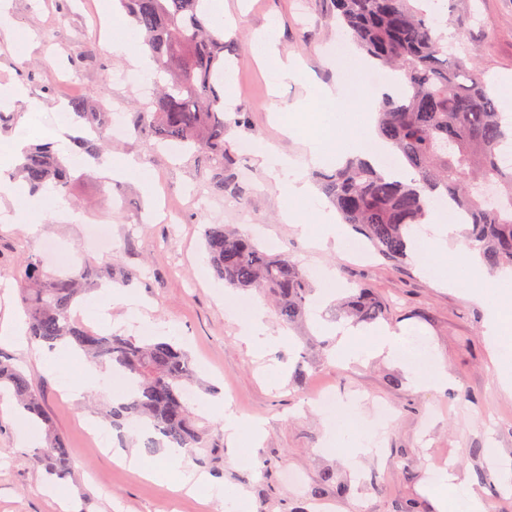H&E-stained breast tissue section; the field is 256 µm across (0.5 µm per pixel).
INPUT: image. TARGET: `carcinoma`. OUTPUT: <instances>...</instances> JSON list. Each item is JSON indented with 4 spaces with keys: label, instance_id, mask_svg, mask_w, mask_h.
Here are the masks:
<instances>
[{
    "label": "carcinoma",
    "instance_id": "1",
    "mask_svg": "<svg viewBox=\"0 0 512 512\" xmlns=\"http://www.w3.org/2000/svg\"><path fill=\"white\" fill-rule=\"evenodd\" d=\"M118 2L143 36L141 49L157 71L168 76L151 98L149 110L140 113L138 132L200 158V174L213 191L241 194L224 137V112L216 110L222 105L217 85L224 72V41L208 29L215 20L206 0ZM332 9L367 57L401 73L398 97L383 99L377 109V130L391 143L397 159L416 173L409 184L390 181L361 158L317 173L320 189L342 223L354 227L383 257L402 260L413 226L423 221L428 206L446 199L454 214L466 216L467 247L477 250L492 272L512 268V168L500 163L502 147L512 144V124L503 123L499 99L478 72V59L442 44L415 0H332ZM69 107L72 117L97 130V137L77 141L83 152L96 153L107 141L112 113L80 97L70 99ZM16 177L32 195L51 183L59 197H69L68 168L47 143L24 151ZM204 237L216 278L240 290L265 292L284 323L305 316L314 288L297 262L269 253L250 235L222 224L206 227ZM135 276L113 262L88 263L72 275L50 277L40 258L29 255L20 282L31 341L51 348L70 345L125 377L127 391L105 411L113 429L148 426L157 434L155 444L197 449V461L215 468L222 445L190 411L186 384L195 372L187 352L163 338L102 334L75 315L78 300L100 280L127 285ZM340 311L358 322H374L388 314L367 287L343 298ZM2 387L43 424V444L30 462L49 477L70 476L69 449L56 433L35 381L0 359Z\"/></svg>",
    "mask_w": 512,
    "mask_h": 512
}]
</instances>
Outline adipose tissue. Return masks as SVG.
Returning <instances> with one entry per match:
<instances>
[{
	"instance_id": "adipose-tissue-1",
	"label": "adipose tissue",
	"mask_w": 512,
	"mask_h": 512,
	"mask_svg": "<svg viewBox=\"0 0 512 512\" xmlns=\"http://www.w3.org/2000/svg\"><path fill=\"white\" fill-rule=\"evenodd\" d=\"M337 71L351 70L350 80H337L335 85L322 86L319 99L326 104H345L348 116L336 137L324 140H306V158L299 161L288 155L269 150L263 153V165L281 190L280 213L289 224L314 221L320 224L324 237L341 238L342 228L333 213L319 208L313 188L306 177V169L329 160L342 161L353 156L378 163L382 154L390 152V144L379 139L375 130V107L384 93L396 92L401 84L398 73H390L386 87L369 84L362 64L351 65L347 60L336 62ZM403 338L388 329L346 327L336 346L337 355L345 360L365 361L376 355L394 357ZM441 486L451 490V497H438L439 512H485L480 497L471 484L459 480L457 475L442 472Z\"/></svg>"
}]
</instances>
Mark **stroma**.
I'll use <instances>...</instances> for the list:
<instances>
[{"label":"stroma","mask_w":512,"mask_h":512,"mask_svg":"<svg viewBox=\"0 0 512 512\" xmlns=\"http://www.w3.org/2000/svg\"><path fill=\"white\" fill-rule=\"evenodd\" d=\"M216 17L231 16L225 27L226 114L245 113L244 125H228L232 163L242 176L243 192L231 199L212 192L199 176L196 158L157 149L153 140L134 131L135 108L147 101L140 85L149 74L127 55L96 40L94 14L113 17L115 29L131 27L115 0H70L60 13L57 0H7L8 27L0 29V88L21 87L41 107L30 121L27 106L10 104L17 119L0 132V155L17 139L26 143L54 142L71 168L69 209L78 221L42 211L36 217L37 237L14 223L0 220V322L22 315L16 274L41 240H55L72 262L97 264L112 257L138 272L125 294L139 300L137 312L113 309L121 321L117 331L141 338L172 335L192 358L198 374L193 385V411L210 426L224 447L223 478L216 484L234 498L241 512H437L434 479L439 469H452L481 493L486 512H512V393L504 392L484 335L487 303L471 293L487 287L486 278L444 286V265L428 276L415 262L391 261L362 244L350 254L346 242L355 238L344 227L345 243H317L318 225L301 231L280 215L279 190L253 152L242 144L260 146L303 159L301 140L282 133L279 111L298 100L308 106L298 120L306 132L319 129L323 105L308 100L310 86L333 84L336 55L353 53L335 20L330 0H212ZM438 32L466 33L459 46L478 52L486 78L512 75V0H436L427 11ZM279 23V49L302 63L299 76L282 78L263 68L255 46L269 20ZM92 54V62L72 66L71 58ZM122 100L123 122L129 132L111 140L109 154L135 155L157 181L158 197L182 209L178 225L162 223L150 212L140 186L114 181L100 158L75 153L73 140L82 129L56 115L69 97ZM121 197L125 208L113 212L109 195ZM93 224L110 225L112 252L105 255L89 243ZM211 224H233L259 241L274 239L310 274L315 288L307 320L289 326L268 313L274 340L263 356L239 333L237 315L247 312L257 291H234L235 307H224L225 286L206 260L204 231ZM334 278H327L326 270ZM373 288L390 309L382 327L404 337L420 336L427 343L432 370L414 362L382 356L365 362L337 359L335 326L341 321L334 306L338 291ZM65 372L48 375L35 350L0 345V356L12 360L37 383L52 414L57 433L70 450L72 475L61 494L44 488V474L30 462L28 439L43 429L11 403H0V512H166L175 501L179 512H211L204 494L177 490L161 453L147 449L146 438L127 431V444L141 461L151 462L158 476L146 479L118 465L111 452L98 450L86 433L99 421L106 394L96 405L69 399L65 382L82 364L66 350ZM307 376L296 382L297 367ZM447 373L439 389H418L412 378L426 381ZM220 396L236 415L261 422L259 443L249 435L228 439L220 422L204 408L205 396ZM348 418L354 434L377 435V453L365 457L351 473L334 451L327 432L336 417ZM335 482L321 483L324 470Z\"/></svg>","instance_id":"stroma-1"}]
</instances>
